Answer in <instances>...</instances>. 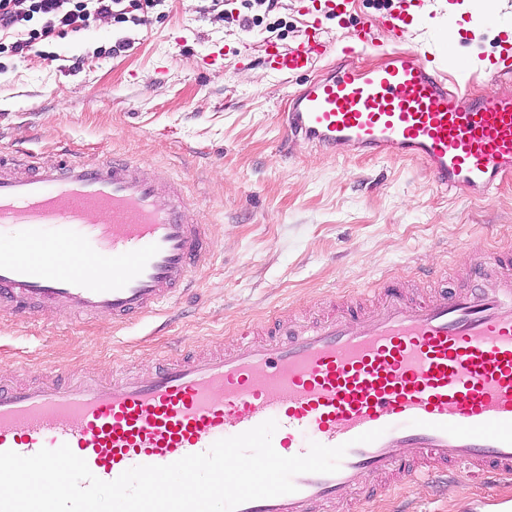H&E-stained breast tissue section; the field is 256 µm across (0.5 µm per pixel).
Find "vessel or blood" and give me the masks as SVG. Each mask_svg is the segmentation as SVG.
I'll list each match as a JSON object with an SVG mask.
<instances>
[{"instance_id":"vessel-or-blood-1","label":"vessel or blood","mask_w":512,"mask_h":512,"mask_svg":"<svg viewBox=\"0 0 512 512\" xmlns=\"http://www.w3.org/2000/svg\"><path fill=\"white\" fill-rule=\"evenodd\" d=\"M353 47L304 32L270 43L272 70L303 75L336 62L296 91L282 115L285 138L330 156L412 160L438 188L489 195L512 172V43L488 64L427 65L396 49L379 68L358 64L375 44L360 24ZM494 86L481 97L470 85ZM206 224L174 182L147 164L60 153L51 161L0 155V313L106 316L123 325L156 313L190 287L212 255ZM482 288L409 297L384 281L380 304L203 352L189 344L150 376L106 381L64 373L27 384L0 379V452L24 456L69 445L99 479L137 465H166L273 419L277 453L310 442L348 444L334 474H301L294 493L238 512H335L360 480L405 478L461 466L512 480V246L474 266ZM381 430L376 441L358 435ZM411 452L401 462L397 447Z\"/></svg>"}]
</instances>
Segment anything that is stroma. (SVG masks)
<instances>
[{
    "instance_id": "obj_1",
    "label": "stroma",
    "mask_w": 512,
    "mask_h": 512,
    "mask_svg": "<svg viewBox=\"0 0 512 512\" xmlns=\"http://www.w3.org/2000/svg\"><path fill=\"white\" fill-rule=\"evenodd\" d=\"M323 2L255 7L262 21L244 31V0H163L147 25L97 16L44 43L40 56L10 45L41 18L0 36V153L49 161L66 149L149 164L181 184L213 231L194 292L158 314L124 326L54 311L0 320V378L23 383L55 366L145 376L180 340L231 346L243 328L270 320L292 329L351 296L373 311L369 288L385 276L414 297L467 287V267L512 241V174L469 197L440 190L415 162L284 142L280 115L303 79L274 73L263 52L270 41L292 45L317 18L325 37L345 44L359 23L401 8L414 19L403 40L416 50L437 53L438 34L453 31L454 59L493 58L512 36V0H358L341 20ZM120 40L129 46L113 54ZM212 52L216 63L205 64ZM381 483L388 493L370 506L358 492L336 512H476L503 492L465 475L428 484L396 473Z\"/></svg>"
}]
</instances>
